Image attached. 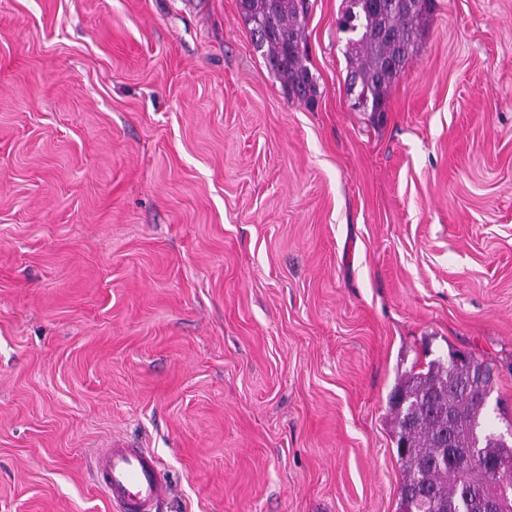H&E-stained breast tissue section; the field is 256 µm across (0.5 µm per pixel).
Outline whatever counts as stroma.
Here are the masks:
<instances>
[{
  "label": "stroma",
  "mask_w": 512,
  "mask_h": 512,
  "mask_svg": "<svg viewBox=\"0 0 512 512\" xmlns=\"http://www.w3.org/2000/svg\"><path fill=\"white\" fill-rule=\"evenodd\" d=\"M343 0L289 98L239 0H0V512H397L388 395L460 349L512 405V0H437L387 109ZM93 477L117 512H161L167 497L159 459L135 443L105 448L96 457Z\"/></svg>",
  "instance_id": "obj_1"
}]
</instances>
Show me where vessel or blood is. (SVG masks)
Here are the masks:
<instances>
[{
    "mask_svg": "<svg viewBox=\"0 0 512 512\" xmlns=\"http://www.w3.org/2000/svg\"><path fill=\"white\" fill-rule=\"evenodd\" d=\"M93 477L117 512H161L167 497L158 458L134 443L104 449Z\"/></svg>",
    "mask_w": 512,
    "mask_h": 512,
    "instance_id": "obj_1",
    "label": "vessel or blood"
}]
</instances>
